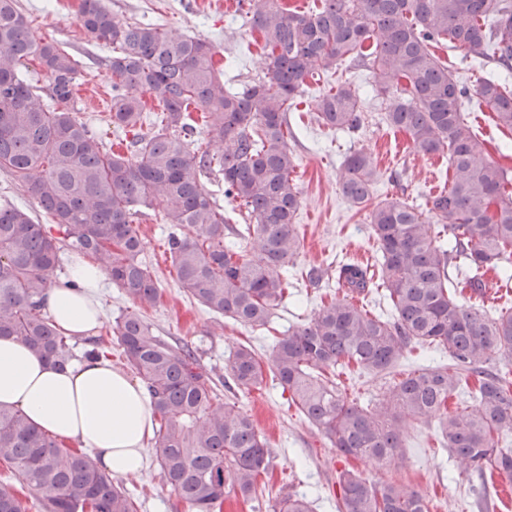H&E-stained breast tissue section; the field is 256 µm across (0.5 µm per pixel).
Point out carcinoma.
Listing matches in <instances>:
<instances>
[{"mask_svg": "<svg viewBox=\"0 0 512 512\" xmlns=\"http://www.w3.org/2000/svg\"><path fill=\"white\" fill-rule=\"evenodd\" d=\"M79 12L87 36L112 46L110 121L133 136L118 152L73 116L77 61L34 36L17 0H0V170L136 306L116 318L112 335L150 397L157 460L177 504L185 512H217L231 492L246 502L258 498L271 451L248 414L220 402L224 380L202 366L191 344L169 343L141 315L161 294L140 259L137 207L164 205L173 228L168 251L190 298L243 327L266 326L300 250L288 110L308 78L345 60L373 70L386 99L385 123L405 132L414 151L448 155V181L425 211L399 199L372 205L378 266L338 263L336 286L345 295L322 303L309 323L274 338L262 354L240 345L228 361L231 379L249 393L262 386L268 365L346 459L396 465L404 455V419L433 414L458 477L512 480V448L502 443L512 433V369L497 366L512 355V307H484L488 274L512 282V179L486 158L461 109L466 87L432 51V43L446 41L465 58L512 69V0H321L302 13L281 0H260L251 23L270 49L268 76L239 91L224 87L208 41L121 23L104 0H80ZM29 60L39 63L47 87L21 76ZM145 90L161 112L143 132ZM44 91L55 106L43 103ZM476 96L512 130L511 79L482 78ZM193 105L205 111L208 141L192 150ZM318 121L337 131L361 127L359 98L348 82L319 97ZM208 171L222 176L225 194L251 223H226L202 186ZM376 180L372 154L346 156L340 187L353 205L372 201ZM61 243L30 212L0 202V336L63 371L75 355L44 304ZM460 286L471 292L466 304L456 300ZM375 287L383 289L388 317L354 302ZM418 346L445 351L448 363L409 371L379 405L345 396L338 368L386 376ZM470 387L477 406L448 409V400ZM2 466L12 482L0 479V512H138L129 491L86 452L38 428L22 410L0 405ZM336 487L337 512H427L423 494L403 482H374L345 467L336 472ZM492 506L484 482L471 507ZM274 512L312 510L305 498L286 494Z\"/></svg>", "mask_w": 512, "mask_h": 512, "instance_id": "obj_1", "label": "carcinoma"}]
</instances>
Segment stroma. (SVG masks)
<instances>
[{"instance_id": "obj_1", "label": "stroma", "mask_w": 512, "mask_h": 512, "mask_svg": "<svg viewBox=\"0 0 512 512\" xmlns=\"http://www.w3.org/2000/svg\"><path fill=\"white\" fill-rule=\"evenodd\" d=\"M258 2L240 0L232 6L227 0H105L120 21L156 24L173 33L213 43L215 66L225 85L235 90L268 73L267 51L259 32L249 22ZM18 3L36 35L54 41L77 60L72 103L76 118L105 143L125 140V133L112 127L108 108L89 106L99 88L112 85L105 65L112 50L85 35L78 13L80 0ZM433 51L468 87L462 109L470 125L479 129V139L489 159L512 170V131L489 118L487 108L479 105L474 94L482 75L481 66L444 43L435 45ZM345 80L351 82L367 116L365 124L355 132L335 131L317 121L319 95ZM289 119L293 136L288 145L296 158L291 177L301 197L296 222L302 248L296 260L298 272L289 276L286 297L265 328L253 331L214 316L188 297L176 281L167 250L171 227L164 222L161 205L153 204L137 216L143 240L141 257L154 268L162 294L160 305L145 311L144 318L156 334L169 342H192L202 364L217 378L227 377L228 360L239 345L250 344L257 351H264L273 338L287 335L289 329L312 320L327 290L335 288L336 283L326 280L312 286L301 279L300 269L344 258L374 262L377 244L369 224V211L352 205L339 187L343 161L350 151L365 150L376 157L381 171L374 189L378 201L400 198L425 205L433 194L436 179L446 175L444 155L416 153L405 133L386 125L382 98L377 95L375 79L366 67L346 61L336 73L309 82L305 93L290 108ZM444 360L441 353L419 349L389 377L355 373L343 376L342 382L350 398L374 404L384 398L392 382L401 379L404 371ZM224 399L238 403L251 415L269 441L272 462L263 478L265 508L270 510L278 498L291 493L306 496L313 512H336V471L349 463L337 455L335 448L295 406L289 405L287 394L270 381L263 390L248 395L235 388L225 389ZM404 441L405 457L392 471L376 468L368 461L351 464L363 477L375 482L394 475L411 483L424 494L428 512H472L470 483L457 479L455 463L443 446L437 417L409 421ZM121 482L137 496L141 512H173L174 497L160 476L156 458H149L146 469L122 477Z\"/></svg>"}]
</instances>
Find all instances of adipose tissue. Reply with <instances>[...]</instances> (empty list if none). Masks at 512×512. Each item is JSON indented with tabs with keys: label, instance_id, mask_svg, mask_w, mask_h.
<instances>
[{
	"label": "adipose tissue",
	"instance_id": "1",
	"mask_svg": "<svg viewBox=\"0 0 512 512\" xmlns=\"http://www.w3.org/2000/svg\"><path fill=\"white\" fill-rule=\"evenodd\" d=\"M105 274L95 263L76 265L69 282L52 288L46 307L66 335L98 327L95 294ZM0 405L21 409L61 440L82 443L101 469L124 476L145 469L153 407L146 390L105 359L61 371L11 338H0Z\"/></svg>",
	"mask_w": 512,
	"mask_h": 512
}]
</instances>
